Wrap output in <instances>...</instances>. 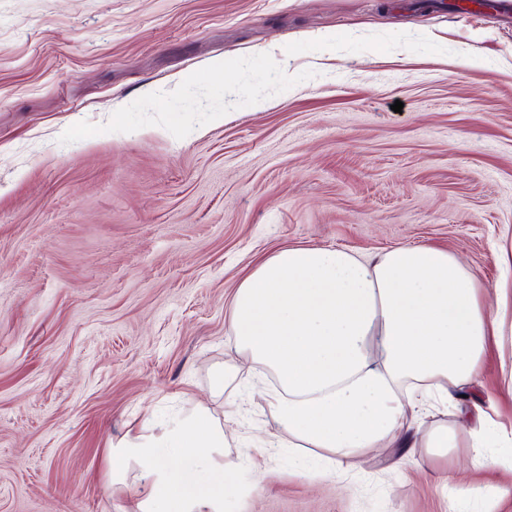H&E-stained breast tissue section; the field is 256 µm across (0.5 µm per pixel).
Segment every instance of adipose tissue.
Instances as JSON below:
<instances>
[{
	"label": "adipose tissue",
	"instance_id": "obj_1",
	"mask_svg": "<svg viewBox=\"0 0 512 512\" xmlns=\"http://www.w3.org/2000/svg\"><path fill=\"white\" fill-rule=\"evenodd\" d=\"M230 328L238 351L275 376L267 406L297 447L352 460L397 439L406 407L426 404L433 385L471 383L488 340L512 336V286L483 288L452 253L428 245L370 260L336 247L283 248L238 283ZM470 419L476 457L512 466V424L480 405ZM228 445L198 404L111 449V478L140 467L131 512H224L236 475ZM178 458L203 460L219 480L182 482Z\"/></svg>",
	"mask_w": 512,
	"mask_h": 512
}]
</instances>
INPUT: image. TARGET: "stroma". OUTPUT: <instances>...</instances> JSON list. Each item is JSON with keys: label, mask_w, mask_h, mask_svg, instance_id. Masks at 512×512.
Listing matches in <instances>:
<instances>
[{"label": "stroma", "mask_w": 512, "mask_h": 512, "mask_svg": "<svg viewBox=\"0 0 512 512\" xmlns=\"http://www.w3.org/2000/svg\"><path fill=\"white\" fill-rule=\"evenodd\" d=\"M448 3L0 0V512H130L137 475L112 482L109 449L228 398L246 413L223 422L224 512H512L462 413L494 396L512 420L511 340L473 394L406 409L408 466L384 442L310 482L299 465L324 450L257 448L281 432L271 380L229 328L240 279L280 247L433 245L498 283L512 11Z\"/></svg>", "instance_id": "1"}]
</instances>
